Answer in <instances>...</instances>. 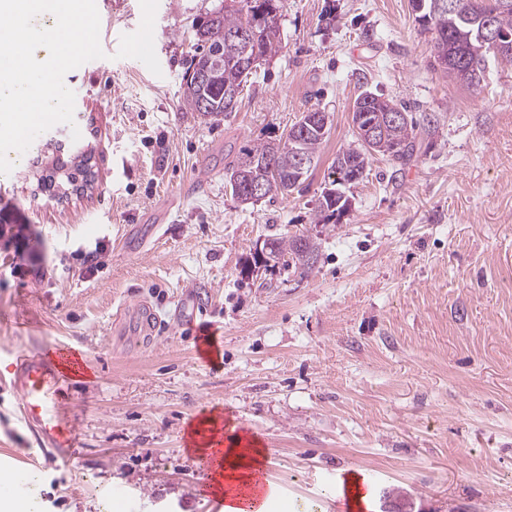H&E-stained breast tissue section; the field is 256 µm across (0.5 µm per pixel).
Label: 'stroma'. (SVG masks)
<instances>
[{"label": "stroma", "mask_w": 512, "mask_h": 512, "mask_svg": "<svg viewBox=\"0 0 512 512\" xmlns=\"http://www.w3.org/2000/svg\"><path fill=\"white\" fill-rule=\"evenodd\" d=\"M95 3L104 56L64 77L93 186L73 165L68 191L42 184L46 144L74 145L65 123L0 177V208L21 216L0 224V459L37 477L39 512H213L187 446L214 414L264 448L283 488L270 512H334L350 474L371 480L370 512L388 490L392 512H512V65L489 61L477 90L445 78L410 0H281L282 52L235 112L203 120L179 108L182 77L216 0H158L157 75L116 56L140 0ZM365 90L433 125L409 164L374 157L348 210L317 223ZM316 108L332 127L302 188L240 204L238 149ZM285 231L316 240V268L261 287L253 250ZM188 293L202 311L151 346L114 328L124 305L164 317ZM59 347L94 373L62 393L66 462L22 419L9 371Z\"/></svg>", "instance_id": "1"}]
</instances>
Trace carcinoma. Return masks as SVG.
Wrapping results in <instances>:
<instances>
[{
    "mask_svg": "<svg viewBox=\"0 0 512 512\" xmlns=\"http://www.w3.org/2000/svg\"><path fill=\"white\" fill-rule=\"evenodd\" d=\"M415 20L424 29L435 31L433 44L434 64L456 82L468 87H478L483 81L488 60L494 58L502 63L512 64V40L498 51L483 48L477 35L487 19H492L499 33L512 37V0H456L457 10L453 14L438 10L437 0H410ZM278 0H230L224 8L211 10L206 18L196 25L194 53L186 62L182 83V107L203 119H216L229 114L231 94L241 84L257 75V71L244 73L240 64L243 60L241 40L233 34L249 27L259 14L272 15L271 22L257 29L260 60L267 61L282 50V38L278 21ZM212 53L221 67L213 78L199 81L197 58ZM375 104L362 109H353L352 126L355 141L336 154L332 165L331 180L334 193L323 198L317 211L320 224L329 223L334 217L348 209V198L341 187L363 178L369 159L375 155L387 158L393 164L408 162L416 149L418 122L414 118L398 124H387L380 132L387 150L369 149L362 131L379 124V114L386 106L378 101L377 94L367 92ZM305 112L294 127L277 139L249 143L241 146L233 161L227 186L232 179L240 176L247 168L256 176L268 177L281 182L279 194L292 192L288 187V176L294 167L296 152L302 151L317 157L319 149L330 130L309 128L295 130L305 121ZM311 239L301 234H277L267 239L273 251L286 258L285 267H293L303 276L313 272L316 262L305 259L300 243Z\"/></svg>",
    "mask_w": 512,
    "mask_h": 512,
    "instance_id": "carcinoma-1",
    "label": "carcinoma"
}]
</instances>
